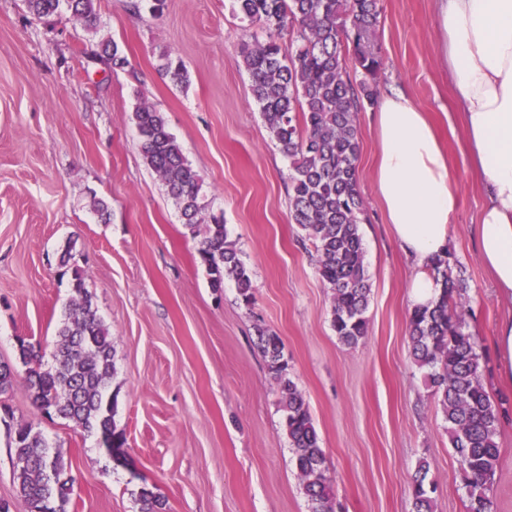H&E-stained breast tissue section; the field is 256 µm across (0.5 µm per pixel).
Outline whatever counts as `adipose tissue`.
Segmentation results:
<instances>
[{"label":"adipose tissue","instance_id":"1","mask_svg":"<svg viewBox=\"0 0 512 512\" xmlns=\"http://www.w3.org/2000/svg\"><path fill=\"white\" fill-rule=\"evenodd\" d=\"M436 30L466 122L465 157L482 180L477 253L500 294L512 297V0H435ZM376 191L393 236L417 273L409 305L439 296L435 260L459 207L449 159L424 110L405 95L375 103Z\"/></svg>","mask_w":512,"mask_h":512}]
</instances>
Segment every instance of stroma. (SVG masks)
Here are the masks:
<instances>
[{
  "label": "stroma",
  "mask_w": 512,
  "mask_h": 512,
  "mask_svg": "<svg viewBox=\"0 0 512 512\" xmlns=\"http://www.w3.org/2000/svg\"><path fill=\"white\" fill-rule=\"evenodd\" d=\"M96 0L87 31L67 6L31 19L22 0H0V361L18 338L50 353L73 296L64 248L84 272L98 316L112 332L114 423L126 438L115 464L94 434L44 415L24 376L0 394V500L25 512L14 483L11 426L28 423L71 461L70 512H140L152 490L166 512H309L283 430L280 392L256 329L280 337L335 485V512H411L421 465L437 487L435 512H467L448 424L409 341L413 269L392 237L373 181L377 140L358 115L360 233L372 284L368 334L341 343L331 291L314 248L289 215L290 164L249 93L238 48L251 27L231 0ZM122 69L91 59L103 43ZM378 93L397 92L428 112L459 188L447 243L467 281V331L487 362L491 395L512 400L498 372V325L512 298L498 296L477 257L474 227L484 201L464 156L463 123L435 34V0H380ZM188 68L187 88L159 69L162 52ZM163 112L203 179L208 214L247 266L254 299L233 280L209 282L197 252L204 227L183 224L147 168L132 121L136 102ZM109 206L100 218L94 199ZM495 512H512V420L498 437Z\"/></svg>",
  "instance_id": "obj_1"
}]
</instances>
